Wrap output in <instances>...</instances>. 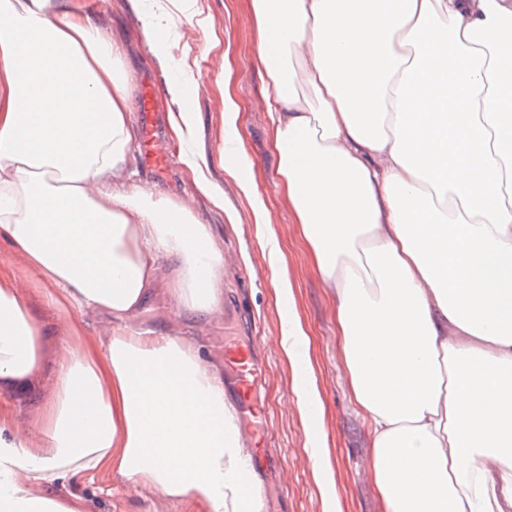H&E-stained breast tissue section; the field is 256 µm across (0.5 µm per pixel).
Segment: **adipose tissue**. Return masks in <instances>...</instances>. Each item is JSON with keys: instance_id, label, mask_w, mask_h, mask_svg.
I'll return each mask as SVG.
<instances>
[{"instance_id": "obj_1", "label": "adipose tissue", "mask_w": 512, "mask_h": 512, "mask_svg": "<svg viewBox=\"0 0 512 512\" xmlns=\"http://www.w3.org/2000/svg\"><path fill=\"white\" fill-rule=\"evenodd\" d=\"M274 86L280 183L336 302L337 344L384 512L512 502V0H253ZM116 48L89 15L0 0V238L50 304L107 314L101 357L52 336L0 278V395L34 405L39 443L0 412V512H89L63 495L119 474L204 512H263L224 375L193 338L135 325L157 284L222 307L224 246L169 194L125 184L136 137ZM280 348L303 420L322 406L308 332L268 211ZM178 221L165 223L164 215ZM167 260V278L159 276ZM53 388L35 387L46 360ZM324 512H342L327 439L308 434Z\"/></svg>"}]
</instances>
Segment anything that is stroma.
I'll return each instance as SVG.
<instances>
[{
	"label": "stroma",
	"mask_w": 512,
	"mask_h": 512,
	"mask_svg": "<svg viewBox=\"0 0 512 512\" xmlns=\"http://www.w3.org/2000/svg\"><path fill=\"white\" fill-rule=\"evenodd\" d=\"M91 15L96 25L110 33L119 62L130 78V95L138 97L142 80H150L157 109L169 114L163 92L172 82L188 98L194 134L188 146L167 135L175 159L166 174L146 171L138 154H131L122 173L142 188L181 199L224 242L221 314L200 320L179 311L165 292H158L140 315L139 322L174 335L196 337L216 364L224 362V339L237 336L253 342L255 354L266 367L260 399L268 423L264 445L277 459L265 489L268 512H323V500L313 479L307 434L296 405L293 370L281 354V303L273 287L268 252L255 236L251 204L229 176L223 159L224 96L232 94L239 105V147L248 159L245 177L264 198L272 233L284 255L295 288L296 310L310 338L311 356L324 406L320 421L331 450V469L343 512H382L374 485L368 445V424L352 399L336 336V306L315 267L311 249L295 222L293 207L280 186L279 158L272 148L274 124L267 101L274 89L256 60L258 29L252 0H73ZM155 19L164 31L170 58L160 68L145 43L141 14ZM216 31L219 46L206 35ZM207 156V178L224 192L223 210H215L198 190L193 173L183 162L185 152ZM237 222H230V215ZM0 273L8 274L14 288L29 301L36 322L55 336L80 326L81 339L90 354H99L112 334V321L104 314L73 308L59 310L46 301L47 284L27 269L5 241H0ZM72 494L86 500L91 512H200L198 505L174 501L160 492L131 489L121 476L111 482L81 479Z\"/></svg>",
	"instance_id": "stroma-1"
}]
</instances>
